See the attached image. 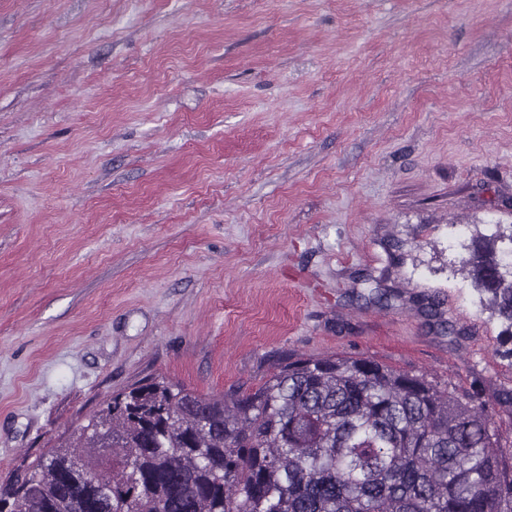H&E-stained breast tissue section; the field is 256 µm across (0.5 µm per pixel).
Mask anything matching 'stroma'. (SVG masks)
<instances>
[{
	"mask_svg": "<svg viewBox=\"0 0 512 512\" xmlns=\"http://www.w3.org/2000/svg\"><path fill=\"white\" fill-rule=\"evenodd\" d=\"M498 227L512 0H0V487L113 394L288 356L481 389L512 437L460 271Z\"/></svg>",
	"mask_w": 512,
	"mask_h": 512,
	"instance_id": "35a3bbf8",
	"label": "stroma"
}]
</instances>
